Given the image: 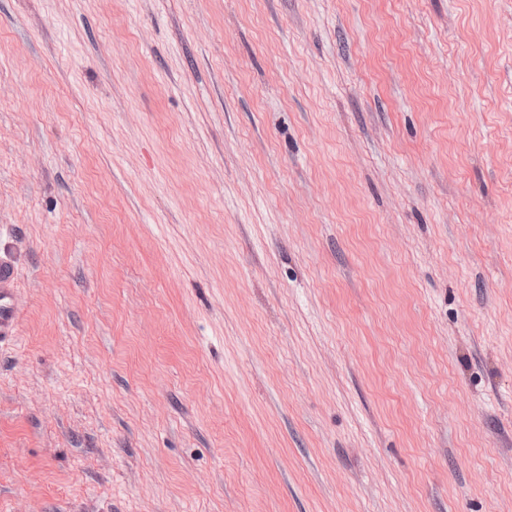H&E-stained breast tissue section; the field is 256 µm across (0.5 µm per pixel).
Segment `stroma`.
<instances>
[{
	"label": "stroma",
	"mask_w": 512,
	"mask_h": 512,
	"mask_svg": "<svg viewBox=\"0 0 512 512\" xmlns=\"http://www.w3.org/2000/svg\"><path fill=\"white\" fill-rule=\"evenodd\" d=\"M0 512H512V0H0ZM16 270L8 258H0V341L11 334L17 320L15 305Z\"/></svg>",
	"instance_id": "1"
}]
</instances>
